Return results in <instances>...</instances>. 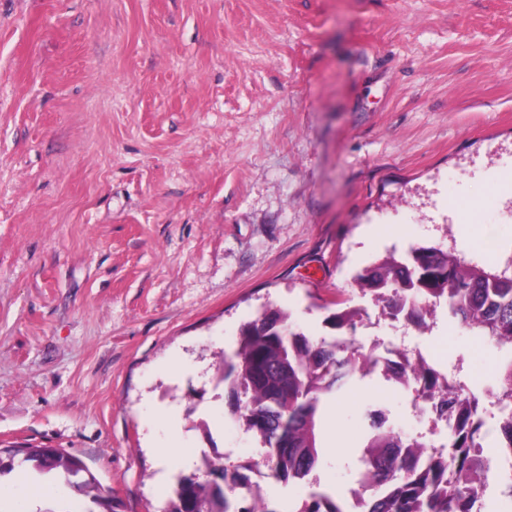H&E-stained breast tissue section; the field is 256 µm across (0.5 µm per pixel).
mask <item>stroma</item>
I'll list each match as a JSON object with an SVG mask.
<instances>
[{"instance_id":"35a3bbf8","label":"stroma","mask_w":512,"mask_h":512,"mask_svg":"<svg viewBox=\"0 0 512 512\" xmlns=\"http://www.w3.org/2000/svg\"><path fill=\"white\" fill-rule=\"evenodd\" d=\"M512 266V0H0V448L79 456L112 512H163L202 455L264 450L223 359L264 309L331 335L389 251ZM423 347L477 398L496 348L437 313ZM353 378L279 512L356 489Z\"/></svg>"}]
</instances>
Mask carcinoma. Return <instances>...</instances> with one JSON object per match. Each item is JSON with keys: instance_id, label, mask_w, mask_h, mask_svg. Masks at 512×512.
<instances>
[{"instance_id": "1", "label": "carcinoma", "mask_w": 512, "mask_h": 512, "mask_svg": "<svg viewBox=\"0 0 512 512\" xmlns=\"http://www.w3.org/2000/svg\"><path fill=\"white\" fill-rule=\"evenodd\" d=\"M357 291L382 306L391 318H403L421 334L432 331L437 307L474 336L496 347H512V273L469 265L439 245H417L404 256L392 251L354 278ZM363 310L350 304L329 319L337 335L354 332ZM380 358L362 351L353 340L316 337L290 325L288 314L267 308L240 329L237 346L224 356L222 380L230 418L266 448L268 477L303 481L319 465L324 407L357 372H373ZM385 372L418 386L417 396L434 399L445 381L442 372L419 357L401 354L384 360ZM496 380L512 396V356L498 366ZM452 425L448 455L428 452L425 441L408 439L373 420L363 441L359 488L362 512H478L480 490L490 467L480 453L484 420L478 400L460 385L443 401ZM0 474L29 463L40 474L60 471L66 486L97 508L112 512V503L94 475L76 480L73 467L88 471L76 455L47 453L42 448H6ZM206 478L180 475L165 512H279L251 480L250 464L227 466L203 458ZM295 512H345L336 497L313 490Z\"/></svg>"}]
</instances>
